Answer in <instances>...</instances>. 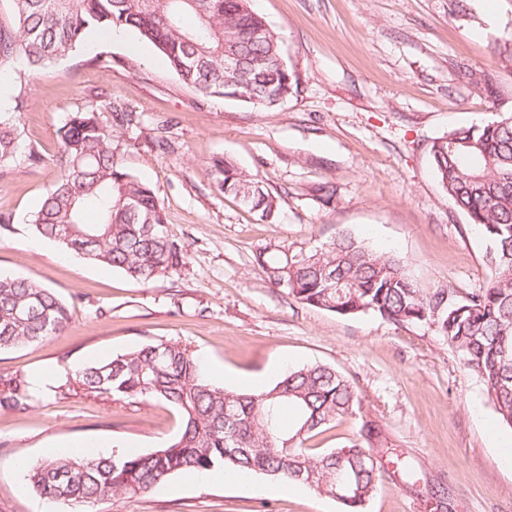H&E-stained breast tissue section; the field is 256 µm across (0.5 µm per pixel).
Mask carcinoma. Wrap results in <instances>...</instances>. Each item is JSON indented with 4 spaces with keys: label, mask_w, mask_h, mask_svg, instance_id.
Wrapping results in <instances>:
<instances>
[{
    "label": "carcinoma",
    "mask_w": 512,
    "mask_h": 512,
    "mask_svg": "<svg viewBox=\"0 0 512 512\" xmlns=\"http://www.w3.org/2000/svg\"><path fill=\"white\" fill-rule=\"evenodd\" d=\"M11 20L0 23V73L17 59L32 71L73 53L90 32L130 29L152 44L169 69L203 96L230 98L272 110L299 91L285 63L281 36L251 0H9ZM195 19L192 26L185 18ZM233 37L248 65L224 71V36ZM24 102L0 111V174L16 163ZM135 121L102 103L72 113L57 130L59 173L32 217V229L66 252L149 283L185 263V247L164 232L166 218L154 190L127 172L115 152L116 129ZM431 161L441 187L489 241L488 286L457 299L446 288H424L397 255L370 249L348 233L309 255L265 248L256 263L297 303L350 317L372 312L397 325H437L485 386L502 425L512 428V113L436 139ZM215 188L267 221L276 196L256 175L230 160L215 162ZM71 224L92 238L70 246ZM69 321L68 306L49 288L0 276V351L42 342ZM58 389L114 401L165 403L181 428L147 453L109 456L57 453L26 464L25 479L49 504L80 507L118 495L145 493L183 472L216 469L301 483L362 512L377 491L372 449L385 437L362 412L353 385L335 369L312 364L290 369L265 389L228 391L211 382L187 345L146 344L65 374ZM35 401L24 374H0V410L22 411ZM292 409L291 422L283 419ZM359 418L356 438L317 451L315 436Z\"/></svg>",
    "instance_id": "carcinoma-1"
}]
</instances>
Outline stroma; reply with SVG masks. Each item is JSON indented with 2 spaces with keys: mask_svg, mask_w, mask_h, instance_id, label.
<instances>
[{
  "mask_svg": "<svg viewBox=\"0 0 512 512\" xmlns=\"http://www.w3.org/2000/svg\"><path fill=\"white\" fill-rule=\"evenodd\" d=\"M282 38L300 92L271 112L185 87L161 54L129 30L91 35L73 56L28 79L15 61L0 107L23 97V148L0 177V275L29 278L70 308L62 335L0 352V373L57 379L157 340L186 344L229 390L247 389L273 365L325 364L344 375L389 446L364 512H512V429L501 425L481 380L434 325H396L373 313L342 317L289 299L255 263L266 246L308 254L344 231L393 251L409 276L457 298L485 288L489 241L439 185L435 139L512 113V0H252ZM488 75L491 84L475 83ZM133 113L118 131L125 169L148 182L169 236L187 251L169 277L144 284L38 238L30 218L58 169L56 130L99 101ZM167 139L160 153L157 139ZM215 158L258 176L278 199L261 222L207 175ZM331 183L323 205L315 187ZM181 420L163 403L143 405L42 391L28 411H0V512H46L21 476L47 453H144ZM277 478L204 483L181 473L135 496L84 512H342Z\"/></svg>",
  "mask_w": 512,
  "mask_h": 512,
  "instance_id": "1",
  "label": "stroma"
}]
</instances>
